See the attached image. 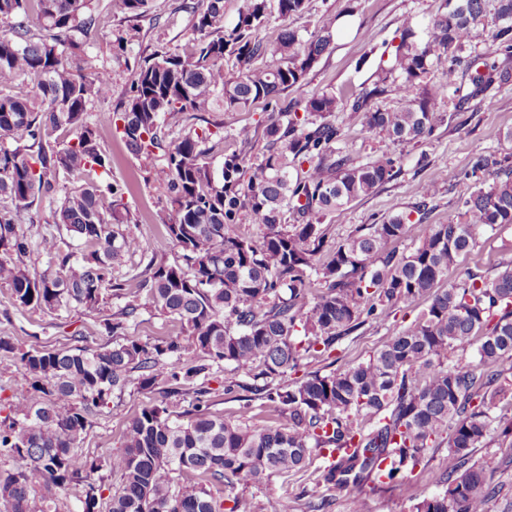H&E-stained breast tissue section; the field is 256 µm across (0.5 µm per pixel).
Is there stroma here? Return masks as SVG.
I'll list each match as a JSON object with an SVG mask.
<instances>
[{
    "mask_svg": "<svg viewBox=\"0 0 512 512\" xmlns=\"http://www.w3.org/2000/svg\"><path fill=\"white\" fill-rule=\"evenodd\" d=\"M184 0H154L155 6L143 16L132 19L112 14L110 0H96L99 23L86 39L85 49L96 64L112 76V96L89 106L90 119L111 112L125 98L136 69L153 54L184 49L192 43L190 15L182 8ZM443 0H307L303 14L282 20L270 14L260 31L265 40H274L282 26L300 29L309 35L325 22H340L330 54L324 55L313 67L302 88L282 93L272 103H257L243 112H211L209 122L221 126L226 139V152L245 151L247 162H255L267 140L265 128L273 113L283 111L288 102L312 96L322 91L336 95H351L369 80L376 69L387 43L398 41L406 21L426 26L439 13ZM126 33L125 46H117L115 37ZM344 134L347 147L357 160L387 153L397 158L402 173L398 178L377 188L372 194L337 212L329 224V235L336 240L347 238L355 227L378 224L395 211H408L418 200V186L424 181L438 184V194L430 203L427 223L445 224L458 220L462 202L472 192L470 180L464 174L477 154L504 156L512 154V142L505 135L512 131V88H490L481 97L478 108L447 111L432 136L410 144H391L369 133L360 114L337 112L332 116ZM101 145L112 159L110 180L124 186V201L131 221L130 231L144 243L142 253L124 256L116 269L131 282H139L148 274L149 265L180 261L181 251L168 238L159 215L166 207V197L152 170L162 165V158L148 159L133 154L119 130L101 131ZM54 203L43 201L16 216L17 224L33 243L28 260L30 271L42 272L46 259L38 249L42 235L55 232ZM477 244L461 261L450 268L447 284L458 283L464 268L479 266L489 277L495 276L512 263V227L494 232L478 230ZM429 296L398 303L388 325L366 324L338 346L335 357L346 366L365 361L379 348L389 334L390 326H410L429 304ZM122 306L111 299L96 312L82 310L60 315L54 312L19 309L13 304L9 286L0 283V337L24 347L67 349L77 345L79 338L94 344L109 340L102 323ZM229 366L214 368L210 385L215 390L210 410L227 419L244 418L249 425L275 426V413L255 400L249 412H241L239 402L228 399L222 389ZM160 395L155 390L127 389L113 399L93 419V426L81 444L92 456H112L120 447V437L130 420L140 409ZM426 468L416 469L412 493L400 489L381 488L371 483L345 491L321 485L319 493L328 499L327 512H412L415 501L432 496L441 489L439 476L448 462V447L430 450ZM473 458L483 463L495 488L486 512H512V445L499 438L486 440L475 448ZM301 475L274 477L243 486V495L253 499L256 512H275L277 503L285 498L294 500L295 512H309L306 499L301 498Z\"/></svg>",
    "mask_w": 512,
    "mask_h": 512,
    "instance_id": "1",
    "label": "stroma"
}]
</instances>
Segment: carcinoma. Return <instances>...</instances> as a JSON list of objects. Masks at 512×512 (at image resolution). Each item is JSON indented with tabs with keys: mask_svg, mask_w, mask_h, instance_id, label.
Instances as JSON below:
<instances>
[{
	"mask_svg": "<svg viewBox=\"0 0 512 512\" xmlns=\"http://www.w3.org/2000/svg\"><path fill=\"white\" fill-rule=\"evenodd\" d=\"M305 2L277 0L279 17L301 14ZM148 4L112 0V12L136 18ZM189 9L192 49L155 54L134 73L121 106L91 123L88 106L112 94L109 77L85 51L96 23L93 0H0V281L22 309L94 311L106 299L125 300L103 321L119 341L49 351L0 338V358L27 380L0 419L6 512H60L54 492L73 486L81 491L70 512H100L105 461L80 443L91 417L129 387H159L164 399L144 406L123 432L112 456L120 486L108 512H254L237 485L305 473L326 455L333 458L322 470L329 484L406 490L445 433L443 489L417 502L415 512H485L494 488L472 452L495 433L512 436V416L493 412L496 397L512 393L500 368L512 358V268L493 278L467 268L460 286L434 288L474 247L477 229L512 224L509 157H475L464 174L475 190L463 201V221L428 225L407 253L387 244L423 225L412 213L435 198L434 182L419 186L414 212L363 225L343 241L329 239L324 220L402 172L387 155L355 161L340 147L343 133L330 117L358 112L369 132L394 144L430 136L443 89L427 77L441 69L448 87L456 84L448 58L489 24L488 0H444L426 40L406 22L400 42L383 51L352 99L323 91L292 103L305 115L271 119L260 162L249 169L232 153L218 178L209 158L224 152V134L197 126L201 113L245 110L302 87L333 48V24L307 39L287 26L265 42L258 34L268 21L267 0H244L227 32L224 0H194ZM493 14L491 46L456 108L512 81V69L499 63L512 58V0H497ZM22 78L33 82L32 91L10 93ZM391 89L405 101L399 109L380 106ZM112 124L122 125L135 155L164 151L161 219L182 257L152 268L133 293L114 262L144 244L122 229L129 223L123 186L97 173L110 166L100 128ZM61 130L74 140L60 139ZM492 167L504 178L486 186L482 176ZM77 173L86 175L84 184L67 189L66 179ZM46 198L56 203L55 224L70 241L43 235L47 266L37 274L13 214ZM243 216L258 226L257 237L230 233ZM430 292L414 323L395 330L366 361L281 383L302 354L329 356L364 324L384 325L391 308ZM143 311L180 322L184 334L145 341L125 335ZM473 346L474 360H450ZM223 363L232 366L224 393L249 390L239 380L247 377L283 422L255 428L211 414L209 377ZM190 385L196 389L184 421L166 398L186 395Z\"/></svg>",
	"mask_w": 512,
	"mask_h": 512,
	"instance_id": "cac0c4a2",
	"label": "carcinoma"
}]
</instances>
